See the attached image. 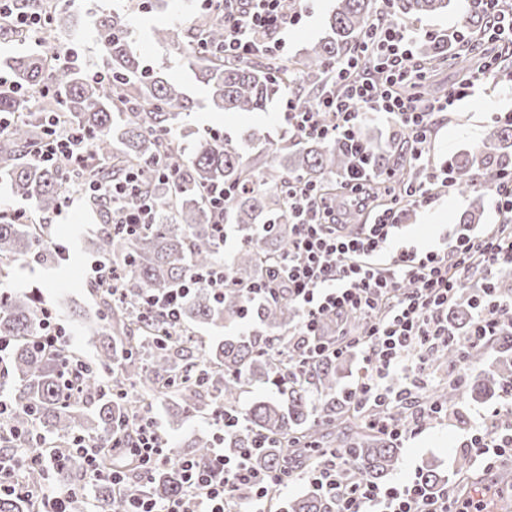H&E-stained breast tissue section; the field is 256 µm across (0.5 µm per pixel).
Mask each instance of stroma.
<instances>
[{
	"instance_id": "35a3bbf8",
	"label": "stroma",
	"mask_w": 512,
	"mask_h": 512,
	"mask_svg": "<svg viewBox=\"0 0 512 512\" xmlns=\"http://www.w3.org/2000/svg\"><path fill=\"white\" fill-rule=\"evenodd\" d=\"M336 6V0H306L299 24L288 27L284 34L288 56L300 55L320 40L326 29V20ZM74 26L62 40L63 48L75 49L84 68H94L100 56V48L94 38V20L86 10L73 12ZM201 15L197 0H137L132 40L137 52L154 71L178 81L193 102L189 117L192 128H210L232 140H241L247 131L260 128L282 133L280 109L273 106L255 114L217 112L210 105L208 92L193 74L180 65L176 50L158 42L154 27L162 22H180L190 26ZM512 79V64L508 65L501 80H483L474 96L454 105L442 113L441 121L431 142L429 160L432 164H446L449 157L465 149L480 147L494 112L512 113V94L501 86L502 80ZM468 197L453 192L438 193L431 205L408 208L403 216L409 224V235L415 245L432 246L439 225L455 224L457 216L468 209ZM51 246L63 247L57 263L48 265L37 258L28 257L13 264L9 277L0 279V294L36 292L40 305L52 307L58 314L65 332V347L93 359L101 338L93 334L88 325L79 323L71 315L73 306L82 307L88 315H95L97 298L88 284L93 277L92 268L98 257L92 250L99 221L85 206L81 195H72L69 202L51 214ZM503 399L473 401L462 400L451 412L448 420L429 421L420 431L406 434L399 439L400 465L390 475L391 480H407L414 477L425 464L436 465L448 473L451 486L459 481L452 475L454 462L463 452L462 443L469 421L480 413L505 409ZM156 425L170 449H178L195 434L212 430L209 415L198 414L174 422L165 406L155 405L152 412Z\"/></svg>"
}]
</instances>
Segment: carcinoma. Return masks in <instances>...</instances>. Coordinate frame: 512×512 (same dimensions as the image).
<instances>
[{"mask_svg":"<svg viewBox=\"0 0 512 512\" xmlns=\"http://www.w3.org/2000/svg\"><path fill=\"white\" fill-rule=\"evenodd\" d=\"M374 0H336L325 36L298 58H245L226 61L215 52L199 48L201 34L212 47L224 45V24L210 20L203 33H192L180 23L154 30L156 39L179 51L182 65L205 84L213 106L223 112H264L273 102L308 85L319 91L333 76L332 65L362 41L375 18ZM451 0H391L387 20L433 16L448 10ZM38 49L6 60L14 90L0 92V114L12 118L0 127V181L11 193L29 201L39 217L53 213L72 192H84L91 183L98 192H85L87 206L102 224L94 252L125 275L122 300L100 291L96 318L108 336L93 361L70 354L63 345L51 354L38 350L41 337L37 300L28 293L0 294V336L12 339V356L0 384L7 387L16 412L15 437H4L10 453L38 446L48 450L67 447L83 438L98 448L112 439L132 440V425L149 415L153 404L163 402L172 417L182 419L208 412L216 419L238 403L244 388L255 382L274 384L280 398L255 401L244 424L224 436L226 448H250L262 438L267 447L253 456V463L278 471L318 466L323 453L344 448L356 464L345 469L351 481L379 483L400 462V448L393 438L370 429L363 417L337 394L341 359L316 363L301 379L265 352L275 335H283L299 313L285 296L249 300L244 286L255 281L268 266L281 261L288 247L292 216L284 190L288 179L316 182L327 200L337 197L350 163L345 142L333 137L311 139L290 150L284 136L254 132L237 143L217 132H199L186 125L192 100L180 84L142 65L133 48L131 11L126 5L99 15L94 23L102 50L98 72L88 74L62 59L58 37L70 30L71 14L65 8L42 13ZM425 63L437 68L448 57V40L429 38L421 47ZM59 119L63 132L81 133L92 142L84 161L71 167L62 162L46 164L35 157L46 139L49 114ZM190 137L193 149L185 151L181 138ZM405 133L392 137L384 149L360 135L371 165L389 173L376 186L384 195L412 181L402 157ZM172 176L161 177L155 162ZM512 164V124L492 121L483 145L473 153L448 159L455 187L477 200L488 198L479 179ZM129 165L142 169L139 189L114 198L106 188L121 179ZM233 185L236 193L224 201V225L234 226L237 247L227 266L224 297H214L204 286L186 302L181 326L165 330L158 314L146 311L148 297L186 283L188 278L218 265L225 240L212 229V212L206 189ZM152 204L157 221L143 224L130 235L112 223L115 212L138 210ZM44 224L0 220V277L13 263L29 255L43 262L57 254L45 248ZM495 291L512 295V268L504 266L493 278ZM462 286L448 305V326L456 336L467 334L474 319ZM250 315L252 331L245 336L216 340L194 354L188 329L197 324L221 325ZM469 377L462 387L450 384L426 397L447 409L464 398L503 395L512 384V331L505 330L469 354ZM214 436L191 438L187 452L169 457L146 476L132 461L101 455L105 469L126 471L125 490L117 494L106 480L95 481L99 512H127L137 497L163 501L179 495L182 457L208 461ZM57 474L68 486L88 480L84 464L74 455ZM427 488L435 491L448 476L430 465L421 469ZM34 500L25 496L0 497V512H34ZM335 503L312 491L288 503V512H335Z\"/></svg>","mask_w":512,"mask_h":512,"instance_id":"obj_1","label":"carcinoma"}]
</instances>
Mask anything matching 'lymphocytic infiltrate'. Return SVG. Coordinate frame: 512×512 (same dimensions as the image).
Returning a JSON list of instances; mask_svg holds the SVG:
<instances>
[{
    "label": "lymphocytic infiltrate",
    "mask_w": 512,
    "mask_h": 512,
    "mask_svg": "<svg viewBox=\"0 0 512 512\" xmlns=\"http://www.w3.org/2000/svg\"><path fill=\"white\" fill-rule=\"evenodd\" d=\"M282 0H224V55L245 58L278 54L285 48L288 26L297 24L300 12L284 13ZM486 13L484 33L503 50L512 51V6L506 0H476ZM423 34L403 24L389 25L383 19L370 23L363 35L364 47L375 56L374 67L362 63V50L339 60L334 71L337 88L308 101L291 95L281 110L289 135L299 140L333 136L347 142L351 164L341 189L347 197L365 205L363 186L376 179L368 166L365 146L357 137L362 122L381 114L408 133L412 161L424 164L425 178L410 190L412 204L426 206L434 190L452 187L449 167L426 166V154L435 134L436 116L458 101L471 96L475 80L464 79L449 87L441 97L424 99L418 89L428 74L417 59V45ZM332 124H324V114ZM490 198L501 231L479 224L455 225L446 246L427 250L395 247V236L403 211L398 199L378 204L368 223L340 229L336 216L324 203L323 192L314 182L288 183V206L294 214L288 249L271 277L247 289L251 300L259 301L277 293L285 294L298 310L292 327L296 352L295 371L307 370L328 356L358 357L364 375L348 396L354 406L374 409L373 428L397 439L408 428H421L428 420L441 417L436 404L417 405L411 426H403L389 409L403 400L413 401L411 385L425 376L433 352L447 345L448 304L463 279L474 280L471 301L476 311L469 335L455 341L461 353L476 343L512 328V296H499L491 286L493 271L512 266V167L487 176ZM207 282L215 296L224 294V269L191 276L176 291L156 295L149 303L169 327L180 324V308L193 286ZM355 315L368 323L362 334L343 335L334 345L321 342L322 319ZM408 383L393 384L396 373ZM136 439L129 451L143 471L161 463L166 451L154 419L136 421ZM474 449L484 468H493L499 457L512 453V425L480 418L470 425L464 441ZM251 449L237 452L216 449L202 464L192 458L180 463V496L159 502L140 498L128 512H265L271 491L286 489L293 480L288 472H270L252 466ZM68 459L66 452L43 453L27 448L17 455L0 457V496L19 491L14 480L23 468L56 471ZM347 451L337 448L329 461L306 471L303 478L315 490L332 498L336 512H488L495 489L481 497L459 496L451 488L429 492L422 479L344 483L341 469L349 466Z\"/></svg>",
    "instance_id": "obj_1"
}]
</instances>
